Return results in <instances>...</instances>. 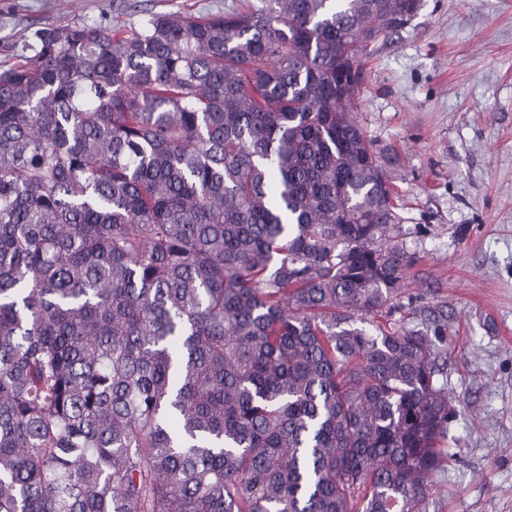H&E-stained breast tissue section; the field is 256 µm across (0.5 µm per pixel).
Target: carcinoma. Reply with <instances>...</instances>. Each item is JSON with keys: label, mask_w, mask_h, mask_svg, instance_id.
Returning a JSON list of instances; mask_svg holds the SVG:
<instances>
[{"label": "carcinoma", "mask_w": 512, "mask_h": 512, "mask_svg": "<svg viewBox=\"0 0 512 512\" xmlns=\"http://www.w3.org/2000/svg\"><path fill=\"white\" fill-rule=\"evenodd\" d=\"M421 0L44 29L0 72V512H428L446 353L357 118Z\"/></svg>", "instance_id": "carcinoma-1"}]
</instances>
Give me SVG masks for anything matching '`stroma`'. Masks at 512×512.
<instances>
[{
  "label": "stroma",
  "mask_w": 512,
  "mask_h": 512,
  "mask_svg": "<svg viewBox=\"0 0 512 512\" xmlns=\"http://www.w3.org/2000/svg\"><path fill=\"white\" fill-rule=\"evenodd\" d=\"M261 0H0V69L51 25L132 26ZM359 119L399 154L400 233L415 262L390 313L432 314L459 445L430 512H512V0H422L366 66Z\"/></svg>",
  "instance_id": "stroma-1"
}]
</instances>
